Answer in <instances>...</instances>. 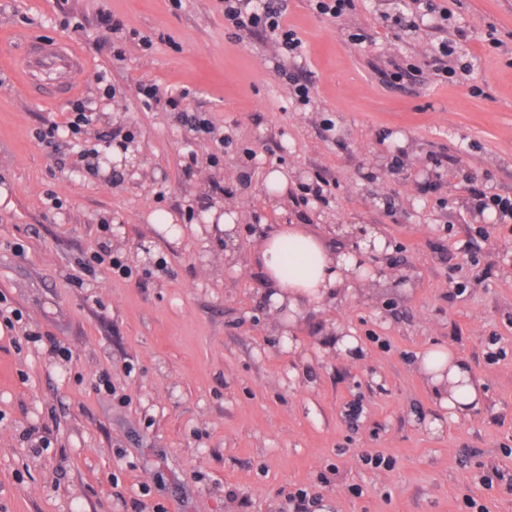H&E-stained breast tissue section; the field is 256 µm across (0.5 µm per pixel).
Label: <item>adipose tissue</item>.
<instances>
[{
	"mask_svg": "<svg viewBox=\"0 0 512 512\" xmlns=\"http://www.w3.org/2000/svg\"><path fill=\"white\" fill-rule=\"evenodd\" d=\"M377 232H368L357 249L334 246L302 224H283L265 235L255 254L275 308L296 313L317 303L332 290L354 291L366 280L363 261L383 250ZM418 368L431 386L449 419L478 408L482 389L469 365L453 351L432 349L420 355Z\"/></svg>",
	"mask_w": 512,
	"mask_h": 512,
	"instance_id": "obj_1",
	"label": "adipose tissue"
}]
</instances>
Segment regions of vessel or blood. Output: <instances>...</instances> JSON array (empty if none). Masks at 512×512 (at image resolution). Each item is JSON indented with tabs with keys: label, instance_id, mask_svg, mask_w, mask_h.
I'll return each instance as SVG.
<instances>
[{
	"label": "vessel or blood",
	"instance_id": "obj_1",
	"mask_svg": "<svg viewBox=\"0 0 512 512\" xmlns=\"http://www.w3.org/2000/svg\"><path fill=\"white\" fill-rule=\"evenodd\" d=\"M14 66L24 77L23 91L34 99H57L72 93L80 87L84 73V64L79 52L71 41L54 40L30 41L26 52L15 58ZM65 69L68 80L64 86L51 88L42 83L39 72L47 69Z\"/></svg>",
	"mask_w": 512,
	"mask_h": 512
}]
</instances>
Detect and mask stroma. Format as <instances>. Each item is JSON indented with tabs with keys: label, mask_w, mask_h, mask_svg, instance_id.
I'll return each mask as SVG.
<instances>
[{
	"label": "stroma",
	"mask_w": 512,
	"mask_h": 512,
	"mask_svg": "<svg viewBox=\"0 0 512 512\" xmlns=\"http://www.w3.org/2000/svg\"><path fill=\"white\" fill-rule=\"evenodd\" d=\"M436 2L449 23L403 32L384 20L402 0L338 18L288 0L293 59L225 28L219 0H0V55L17 32L72 40L91 116L71 134L68 99L26 97L0 64V301L21 315L0 317V512H292L302 490L309 512H512V219L471 206L475 188L512 197V0ZM444 42L465 55L443 71ZM142 82L187 89L211 133L144 108ZM118 129L127 149L106 145ZM76 144L139 169L88 172ZM228 203L230 237L208 221ZM277 224L348 247L376 230L380 271L288 315L253 262ZM104 246L132 276L76 274ZM340 326L359 358L337 354ZM438 346L484 383L454 421L415 370Z\"/></svg>",
	"instance_id": "1"
}]
</instances>
